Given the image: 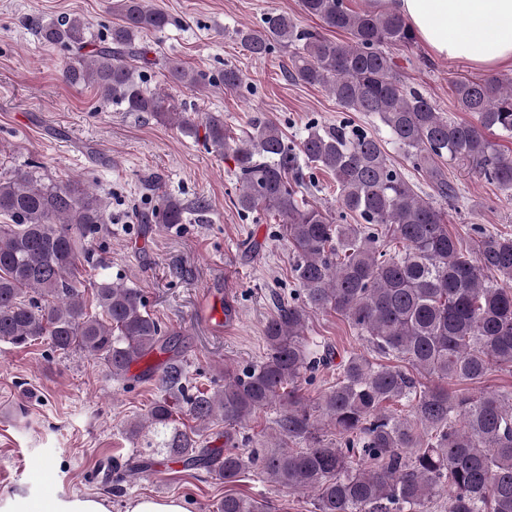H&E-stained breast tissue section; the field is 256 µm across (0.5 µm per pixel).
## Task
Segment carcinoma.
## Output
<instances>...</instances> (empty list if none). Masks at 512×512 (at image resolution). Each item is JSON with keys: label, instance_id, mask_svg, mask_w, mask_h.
<instances>
[{"label": "carcinoma", "instance_id": "cac0c4a2", "mask_svg": "<svg viewBox=\"0 0 512 512\" xmlns=\"http://www.w3.org/2000/svg\"><path fill=\"white\" fill-rule=\"evenodd\" d=\"M113 9L121 24L103 45L80 17L36 23L43 42L79 52L62 67L63 79L93 87L122 112H146L196 132L190 115L147 87L128 63L146 58L138 38L165 29L168 15L148 0H116ZM301 10L350 41L275 12L235 34L255 58L278 45L292 48L288 78L326 89L347 112L378 118L440 200L457 198L446 164L470 167L512 190V159L492 139L512 138V85L498 77L457 81V103L473 120L456 121L404 80L392 49L413 46L415 37L399 15L355 12L347 0H301ZM169 72L194 88L245 86L231 66L215 78L178 62ZM204 142L234 162L237 209L278 216L293 251L301 302L280 306L267 321L262 361L224 367V384L215 388L189 387L184 362L172 352L174 334L147 310L141 289L105 275L92 282V299L81 289V270L97 267L92 244L106 230L103 198L81 180L57 184L31 171L0 178V216L9 220L0 223V342L25 347L47 340L57 351L79 350L117 381L149 355H167L144 374L160 396L130 423L129 434L152 432L167 460L218 480L233 482L254 470L263 483L311 493L314 512H434L443 492L444 512H512V392L453 388L457 381L478 383L494 368H512V237L476 224V254L464 253L445 212L417 193L385 141L350 120L312 125L295 143L272 120H257L246 136L234 137L221 116L211 115ZM306 168L334 178L339 204L359 223L337 224L321 207L298 202ZM184 214L181 202L165 198L156 218L182 224ZM314 310L342 316L379 355L400 359L437 384L423 386L398 366L351 354L337 364L336 385L308 402L303 385L334 360L328 342L305 336ZM390 403L407 405L409 416L388 414ZM273 405L277 443L242 455L239 446L252 439L237 427ZM180 408L202 425L224 422L225 449L181 429ZM320 418L334 426L338 440L317 434ZM220 512H271V506L226 494Z\"/></svg>", "mask_w": 512, "mask_h": 512}]
</instances>
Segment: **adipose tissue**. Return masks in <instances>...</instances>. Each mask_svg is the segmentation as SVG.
Here are the masks:
<instances>
[{
    "mask_svg": "<svg viewBox=\"0 0 512 512\" xmlns=\"http://www.w3.org/2000/svg\"><path fill=\"white\" fill-rule=\"evenodd\" d=\"M400 15L429 52L451 61L494 70L512 63V0H379ZM0 512H110L104 497L76 493L22 496Z\"/></svg>",
    "mask_w": 512,
    "mask_h": 512,
    "instance_id": "adipose-tissue-1",
    "label": "adipose tissue"
}]
</instances>
